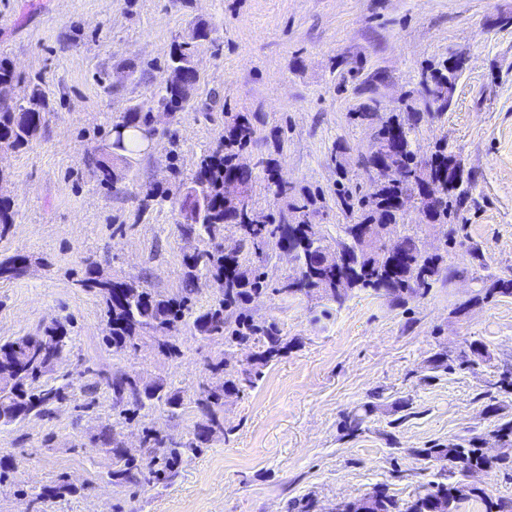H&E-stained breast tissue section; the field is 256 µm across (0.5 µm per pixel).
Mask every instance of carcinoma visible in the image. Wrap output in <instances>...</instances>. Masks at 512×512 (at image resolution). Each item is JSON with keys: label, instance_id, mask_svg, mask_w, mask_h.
Masks as SVG:
<instances>
[{"label": "carcinoma", "instance_id": "obj_1", "mask_svg": "<svg viewBox=\"0 0 512 512\" xmlns=\"http://www.w3.org/2000/svg\"><path fill=\"white\" fill-rule=\"evenodd\" d=\"M205 28L196 29L188 41L174 46L166 68L179 73L180 78L162 86V93L154 105L164 112L181 110L190 101L197 82L193 56L197 42L208 39ZM462 65L446 61L422 73V95L425 108L437 104L445 109L450 104ZM48 103L39 87H34L27 105L18 109L0 107V149L18 150L38 139L45 122ZM424 113L412 111L394 114L376 131L373 145L384 143L392 147L388 159L402 172V177L380 183L372 192H364L350 184L347 171L336 162V204L357 219L353 225L343 224L334 244L324 243L325 237L317 236L319 246L310 250L309 237L316 236L314 225L301 221L297 224H272L260 222L255 217L245 220L251 212L249 199L224 200V181L230 177L250 187L254 170L238 164L239 154L247 146L253 133L250 123L240 118L224 134L223 147L205 155L193 176L180 203L184 234L196 236L202 248L191 258H183L185 268L180 295L168 297L131 279L114 281L103 276L96 268L89 267L78 284L99 295L106 309L105 343L116 352L137 348L138 341L150 330L162 335L159 353L167 357L179 355V347L171 333L181 326H189L202 338L220 341L225 350L208 362V370L224 379L220 391L200 388L193 400L202 415L191 437L178 447L168 448L162 437L151 430L145 431L143 444L151 449L146 460L125 455L114 432L105 426L98 434V441L110 448L115 467L108 471L112 483L119 486H143L166 480L176 475L184 458L195 456L209 442L213 432L224 429V399L238 395L245 388H252L268 363L281 357L288 344L280 330L252 317L234 315V310L267 290L265 273L260 267L243 265V254L253 255L264 261L269 240L277 244L288 243L302 270V276L286 281L273 289L278 294L294 295L304 289L320 290L328 298L338 300L351 288L384 292L398 303L407 298L424 295L441 277L440 257L425 255L420 250V238L414 228L401 236L399 251L386 252L375 246L356 249L362 225L385 223L398 225L403 215L398 201L414 200L418 214L425 224L446 226L459 220L465 208L473 183L470 173L459 178L448 177V166L455 156L448 148L439 146L423 161L415 149L416 134ZM150 115L141 106H134L124 113L117 126L125 128L118 152L106 153L95 161L103 180L114 182L119 161L129 165V156L139 151L142 141L140 131L149 126ZM232 227L238 233L240 248L224 252V230ZM330 248L342 256H349L358 273L341 272L336 259L329 258L324 250ZM28 257L15 254L0 260V280L8 281L22 275ZM344 281L336 288V279ZM217 289L213 302L204 309L194 306V295L201 281ZM52 330L58 333L54 354L62 356L67 345V333L62 326ZM253 346L252 368L241 369L235 363L233 348ZM52 354V355H54ZM52 355L42 351L35 336H21L0 343V426H8L30 416L45 417L53 413L56 405L68 400V385H55L47 377L55 371ZM112 393V404L124 406L121 413L128 421L142 410L163 404L172 409L182 405V397L167 389L162 380L145 382L136 373L119 371L105 379ZM495 433L502 443L503 452L493 465L512 469V421L497 426ZM422 454L436 463L455 462V470L443 468L439 480L431 488L417 493L403 505L377 487L373 491L343 502L339 512H458L459 504L478 498L486 512H512V499H493L485 490L469 486L466 472L472 467L487 464L478 446L477 438L461 439L446 446L424 448Z\"/></svg>", "mask_w": 512, "mask_h": 512}]
</instances>
